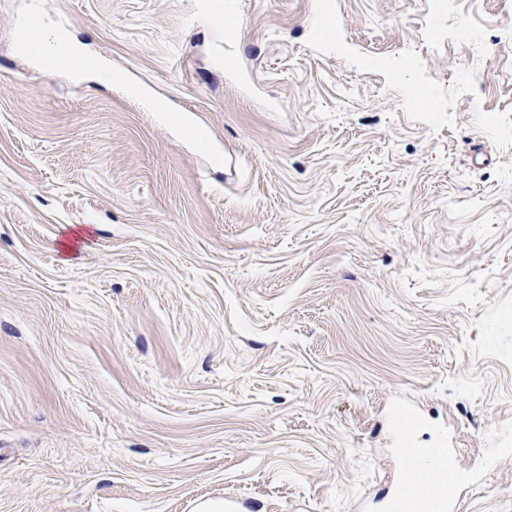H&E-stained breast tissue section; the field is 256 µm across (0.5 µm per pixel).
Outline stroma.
I'll list each match as a JSON object with an SVG mask.
<instances>
[{
	"mask_svg": "<svg viewBox=\"0 0 512 512\" xmlns=\"http://www.w3.org/2000/svg\"><path fill=\"white\" fill-rule=\"evenodd\" d=\"M35 13L198 142L19 55ZM223 37L0 0V512H387L394 403L512 512V0H240L247 91Z\"/></svg>",
	"mask_w": 512,
	"mask_h": 512,
	"instance_id": "stroma-1",
	"label": "stroma"
}]
</instances>
